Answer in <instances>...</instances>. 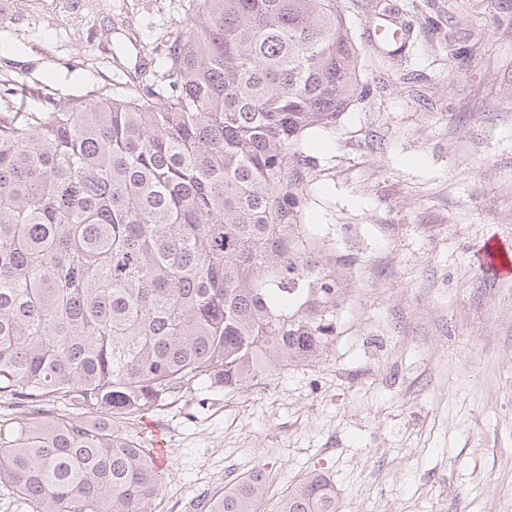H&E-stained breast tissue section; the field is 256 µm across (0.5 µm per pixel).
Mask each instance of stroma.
Here are the masks:
<instances>
[{"mask_svg":"<svg viewBox=\"0 0 512 512\" xmlns=\"http://www.w3.org/2000/svg\"><path fill=\"white\" fill-rule=\"evenodd\" d=\"M187 0H0L10 118L31 91L113 96L116 74L187 17ZM362 100L304 147V210L345 290L320 362L234 393L195 385L149 413L168 443L153 512H193L264 468L262 512L310 471L341 512H512V0H343ZM414 30L390 58L365 29L383 6ZM504 253L508 254L506 247L486 248L481 255V262L488 265L490 272L499 279H512V263L510 257L503 259Z\"/></svg>","mask_w":512,"mask_h":512,"instance_id":"35a3bbf8","label":"stroma"}]
</instances>
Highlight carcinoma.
I'll list each match as a JSON object with an SVG mask.
<instances>
[{"label":"carcinoma","mask_w":512,"mask_h":512,"mask_svg":"<svg viewBox=\"0 0 512 512\" xmlns=\"http://www.w3.org/2000/svg\"><path fill=\"white\" fill-rule=\"evenodd\" d=\"M362 94L341 0H189L122 93L0 120V483L36 512H150L161 471L112 419L320 361L341 287L303 144ZM266 494L257 471L197 512ZM275 512H339L336 485L311 471Z\"/></svg>","instance_id":"cac0c4a2"}]
</instances>
